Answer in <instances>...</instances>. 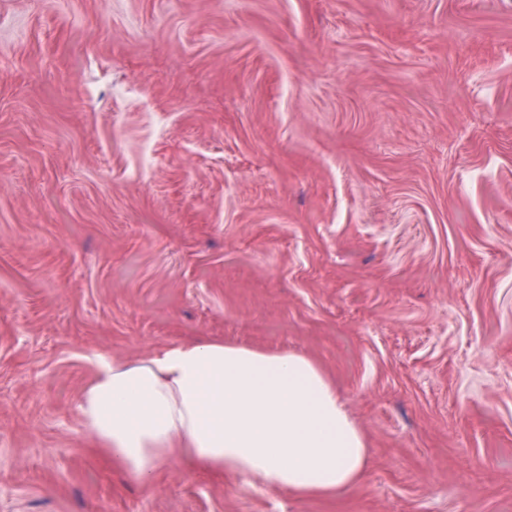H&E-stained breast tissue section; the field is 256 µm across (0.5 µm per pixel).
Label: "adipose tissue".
I'll list each match as a JSON object with an SVG mask.
<instances>
[{
  "label": "adipose tissue",
  "instance_id": "1",
  "mask_svg": "<svg viewBox=\"0 0 512 512\" xmlns=\"http://www.w3.org/2000/svg\"><path fill=\"white\" fill-rule=\"evenodd\" d=\"M77 413L141 485L185 465L293 496L347 491L369 463L322 371L294 351L202 341L130 361L96 354Z\"/></svg>",
  "mask_w": 512,
  "mask_h": 512
}]
</instances>
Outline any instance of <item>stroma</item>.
Listing matches in <instances>:
<instances>
[{
  "label": "stroma",
  "instance_id": "stroma-1",
  "mask_svg": "<svg viewBox=\"0 0 512 512\" xmlns=\"http://www.w3.org/2000/svg\"><path fill=\"white\" fill-rule=\"evenodd\" d=\"M311 358L350 490L131 482L94 354ZM0 512H512V0H0Z\"/></svg>",
  "mask_w": 512,
  "mask_h": 512
}]
</instances>
